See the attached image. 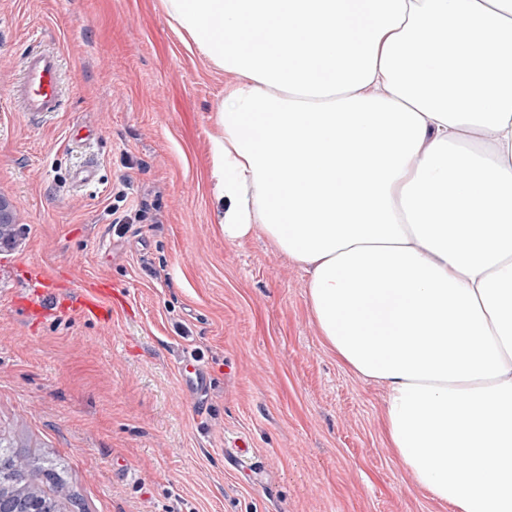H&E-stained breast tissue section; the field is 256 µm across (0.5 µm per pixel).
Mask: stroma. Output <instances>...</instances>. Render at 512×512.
<instances>
[{
    "mask_svg": "<svg viewBox=\"0 0 512 512\" xmlns=\"http://www.w3.org/2000/svg\"><path fill=\"white\" fill-rule=\"evenodd\" d=\"M40 44L64 98L36 124L12 90ZM233 82L162 0H0V199L24 227L0 248V446L66 478L64 512H448L388 447L383 388L324 342L303 268L216 224L210 136ZM89 156L98 179L74 189ZM33 264L64 288L107 278L130 305L108 325L28 319L12 297Z\"/></svg>",
    "mask_w": 512,
    "mask_h": 512,
    "instance_id": "1",
    "label": "stroma"
}]
</instances>
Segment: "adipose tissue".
Returning <instances> with one entry per match:
<instances>
[{"label":"adipose tissue","mask_w":512,"mask_h":512,"mask_svg":"<svg viewBox=\"0 0 512 512\" xmlns=\"http://www.w3.org/2000/svg\"><path fill=\"white\" fill-rule=\"evenodd\" d=\"M235 82L225 241L308 274L327 346L449 512H512V0H163Z\"/></svg>","instance_id":"ef3b65f1"}]
</instances>
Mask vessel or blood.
Returning <instances> with one entry per match:
<instances>
[{
	"label": "vessel or blood",
	"instance_id": "obj_1",
	"mask_svg": "<svg viewBox=\"0 0 512 512\" xmlns=\"http://www.w3.org/2000/svg\"><path fill=\"white\" fill-rule=\"evenodd\" d=\"M20 82L13 90L19 111L40 117L59 110L61 105V69L57 54L32 50L20 60ZM31 287L17 293L14 305L26 316L41 318L55 311L73 310L94 321H111L112 314L126 301L125 291L116 284L96 279L76 298L60 293L54 275L42 266L29 271Z\"/></svg>",
	"mask_w": 512,
	"mask_h": 512
}]
</instances>
